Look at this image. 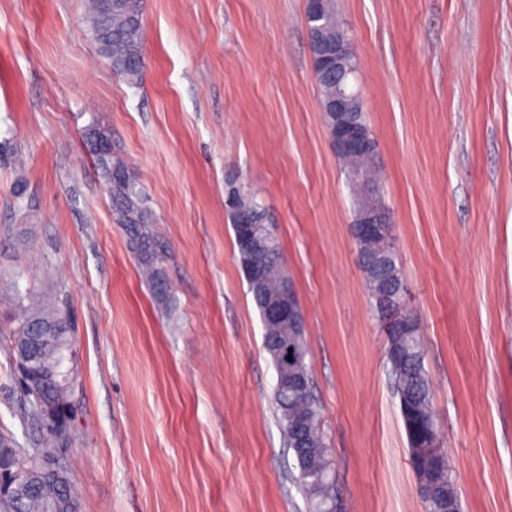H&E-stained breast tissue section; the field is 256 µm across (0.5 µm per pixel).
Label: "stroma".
Segmentation results:
<instances>
[{
	"instance_id": "1",
	"label": "stroma",
	"mask_w": 512,
	"mask_h": 512,
	"mask_svg": "<svg viewBox=\"0 0 512 512\" xmlns=\"http://www.w3.org/2000/svg\"><path fill=\"white\" fill-rule=\"evenodd\" d=\"M463 512H512V0H336ZM130 86L83 0H0V435L39 431L13 287L69 296L81 512H308L224 207L257 193L302 308L341 512H424L309 46L307 0H146ZM138 178L156 282L82 135Z\"/></svg>"
}]
</instances>
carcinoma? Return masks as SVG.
Returning a JSON list of instances; mask_svg holds the SVG:
<instances>
[{"instance_id": "cac0c4a2", "label": "carcinoma", "mask_w": 512, "mask_h": 512, "mask_svg": "<svg viewBox=\"0 0 512 512\" xmlns=\"http://www.w3.org/2000/svg\"><path fill=\"white\" fill-rule=\"evenodd\" d=\"M145 0H86L85 23L91 39L108 60L112 72L126 84L142 81L144 69L143 16ZM321 106L336 95V78L316 73ZM104 182L111 188L114 220L126 226L130 243L142 256V273L148 280L156 276L150 251L148 226L152 213L127 163L113 153L92 155ZM343 172L361 177L349 184L352 212L369 206L386 205L379 181L377 154L338 156ZM225 208L231 221L242 272L260 268L261 284L250 290L260 315L285 294L283 277L287 267L280 242L267 251L257 245L253 225L267 223L265 210L250 191L229 183ZM394 225L359 247L364 286L372 309L385 333V364L408 439L410 462L416 490L424 512H448V506L461 509L459 492L433 407L431 379L425 367L420 322L406 304L399 257L394 247ZM18 317L9 330V347L26 342L36 334L44 339L36 347L40 365L32 376L38 393L53 400H68L71 393L56 381L59 354L74 345V325L67 299L53 288H14ZM263 349L276 373L273 403L281 432L296 460L295 483L302 489L309 512H337L334 463L321 429L320 407L313 395V378L307 362L308 349L302 308L288 321L263 323ZM68 434H46L40 450L30 453L12 449L13 466L30 473L23 496L15 501L0 498V512H75L79 503L75 488L67 481L53 485L39 478L41 455L68 450Z\"/></svg>"}]
</instances>
